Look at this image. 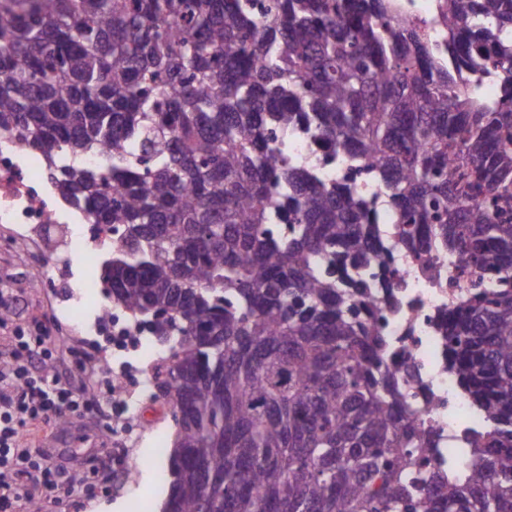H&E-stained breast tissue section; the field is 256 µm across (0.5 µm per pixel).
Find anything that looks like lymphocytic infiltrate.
Wrapping results in <instances>:
<instances>
[{"instance_id":"1","label":"lymphocytic infiltrate","mask_w":512,"mask_h":512,"mask_svg":"<svg viewBox=\"0 0 512 512\" xmlns=\"http://www.w3.org/2000/svg\"><path fill=\"white\" fill-rule=\"evenodd\" d=\"M54 353L48 328L35 319L13 330L9 351L0 357V512H24L32 501V494L20 489V477L33 474L41 486H56V469L46 465V452L26 448L24 433L89 403L82 380L49 382L45 369L54 363Z\"/></svg>"}]
</instances>
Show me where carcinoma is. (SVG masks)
Here are the masks:
<instances>
[{"mask_svg": "<svg viewBox=\"0 0 512 512\" xmlns=\"http://www.w3.org/2000/svg\"><path fill=\"white\" fill-rule=\"evenodd\" d=\"M437 5L446 64L390 0H0V135L114 229L112 303L169 345L162 512H512V289L448 315L493 424L450 484L349 272L386 262L369 203L274 137L373 171L408 248L512 281V0Z\"/></svg>", "mask_w": 512, "mask_h": 512, "instance_id": "cac0c4a2", "label": "carcinoma"}]
</instances>
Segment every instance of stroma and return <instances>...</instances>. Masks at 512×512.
Instances as JSON below:
<instances>
[{
  "label": "stroma",
  "instance_id": "35a3bbf8",
  "mask_svg": "<svg viewBox=\"0 0 512 512\" xmlns=\"http://www.w3.org/2000/svg\"><path fill=\"white\" fill-rule=\"evenodd\" d=\"M88 227L68 225L66 232H40L34 224L0 227V289L13 292L9 317L0 326V350L16 327L31 317L43 318L62 353L53 374H76L75 356L90 355V388L98 398V415H71L62 423L40 426L26 444L52 448L63 459L54 492H37L40 512H158L167 483L166 458L149 455L156 445L171 447L176 425L172 407L154 398L146 387L163 353L150 334L117 339L129 326L127 315L101 321L109 306L101 291L85 292L90 280H100L104 249L88 243ZM68 256L62 279L53 288H35L31 281L53 255ZM133 481H126V473Z\"/></svg>",
  "mask_w": 512,
  "mask_h": 512
}]
</instances>
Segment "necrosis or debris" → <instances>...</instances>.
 Instances as JSON below:
<instances>
[{"instance_id":"obj_1","label":"necrosis or debris","mask_w":512,"mask_h":512,"mask_svg":"<svg viewBox=\"0 0 512 512\" xmlns=\"http://www.w3.org/2000/svg\"><path fill=\"white\" fill-rule=\"evenodd\" d=\"M288 154L296 160H318L327 180H350L367 200L380 192L372 173H353L350 160L333 156L328 144L305 130H289ZM42 167L39 157L0 139L1 224L82 223V215L59 207L40 174ZM372 216L387 229L382 241L390 261L385 268L360 272L371 329L380 341L385 369L416 406L417 420L430 434V467L455 478L470 470L474 447L492 431L486 414L461 386L446 332L449 299L471 295L472 290L460 275L459 258L444 256L422 264L390 232L397 218L394 211L378 206Z\"/></svg>"}]
</instances>
